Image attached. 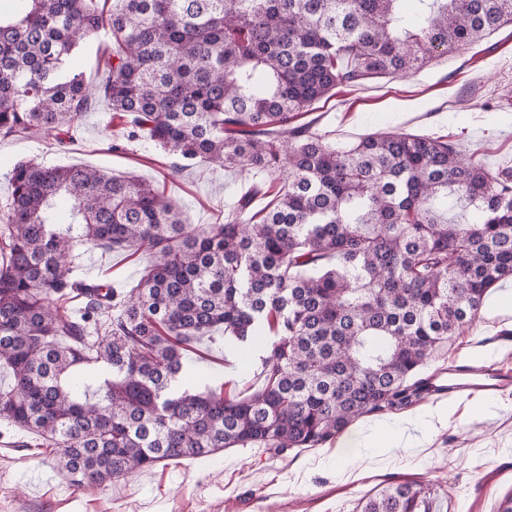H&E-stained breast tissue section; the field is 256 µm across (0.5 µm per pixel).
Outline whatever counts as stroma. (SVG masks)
<instances>
[{"label": "stroma", "instance_id": "obj_1", "mask_svg": "<svg viewBox=\"0 0 512 512\" xmlns=\"http://www.w3.org/2000/svg\"><path fill=\"white\" fill-rule=\"evenodd\" d=\"M300 120L336 142L396 130L445 136L486 169L512 166V25L406 77L371 78L338 89ZM113 129L112 114L102 103L86 113L65 147L0 140V219L12 191L11 168L32 158L135 176L174 197L190 224L223 223L250 192L254 209L268 201L262 193L267 176L205 165L176 172L152 142L111 149ZM149 261L141 251L131 256L87 251L77 275L92 284L111 281L123 291L136 285ZM265 355L253 350L250 363H243L220 331L185 353L198 386H220L241 396L261 385ZM489 360L512 364L510 309L483 307L472 325L433 354L421 374ZM443 409L448 417L424 451L396 448L386 455L373 447L376 426L395 435ZM348 434L360 436L353 453L371 459L369 468L354 467L353 453L334 441L281 455L257 447L227 448L202 459L168 461L104 488L78 489L59 476L54 452L27 445L26 434L1 423L0 512H360L367 497L402 481L434 487L435 512H495L512 493V389L469 401L432 395L400 411L363 417Z\"/></svg>", "mask_w": 512, "mask_h": 512}]
</instances>
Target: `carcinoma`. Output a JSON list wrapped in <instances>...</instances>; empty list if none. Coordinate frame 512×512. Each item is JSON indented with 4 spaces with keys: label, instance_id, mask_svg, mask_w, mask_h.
<instances>
[{
    "label": "carcinoma",
    "instance_id": "obj_1",
    "mask_svg": "<svg viewBox=\"0 0 512 512\" xmlns=\"http://www.w3.org/2000/svg\"><path fill=\"white\" fill-rule=\"evenodd\" d=\"M0 13V139L63 144L104 100L119 134L175 171L263 173L250 213L188 224L133 176L20 162L0 226V421L57 448L75 487L226 448H318L358 419L427 397L418 376L512 278V169L402 131L332 142L292 123L337 88L406 76L512 23V0H10ZM109 29L105 80L68 66ZM152 261L136 286L86 284L81 251ZM81 298L80 305L69 306ZM272 333L242 398L184 386L215 330ZM363 512H433L392 484Z\"/></svg>",
    "mask_w": 512,
    "mask_h": 512
}]
</instances>
